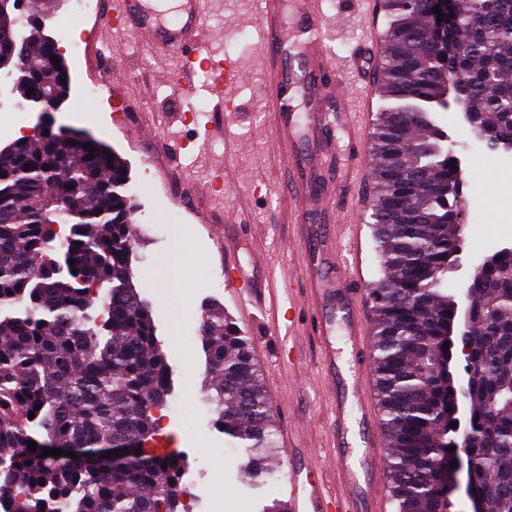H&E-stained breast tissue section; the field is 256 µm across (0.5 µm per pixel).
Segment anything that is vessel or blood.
<instances>
[{"label":"vessel or blood","mask_w":512,"mask_h":512,"mask_svg":"<svg viewBox=\"0 0 512 512\" xmlns=\"http://www.w3.org/2000/svg\"><path fill=\"white\" fill-rule=\"evenodd\" d=\"M97 2V14L86 41L91 60L111 52V32L124 30L144 37L156 50L176 55L179 69L171 87L178 96H192L191 78L199 67L210 71V87L219 98L240 80V70L225 62L207 42L204 0ZM255 4L264 25L266 50L275 61L265 80L266 98L273 123L287 145L289 163H296L295 151L301 148L310 166H317L324 134L334 123L356 132V145H364L373 130V73L381 62L382 0H366L369 28L365 38L350 58L334 67L329 64L322 42L326 16L319 0H255ZM352 77L359 83L362 102L357 110L350 106L347 94ZM96 80L110 100L125 103L126 83L117 72L97 73ZM329 96L334 99L335 109L326 112L322 103ZM146 144L167 153L175 163L185 148L179 137H161L153 127L147 130ZM327 176V188L314 193L306 185L305 174H298L295 189L288 197V211L294 223H308L313 211H330L340 193L349 196L357 210L366 208L370 180L360 157H352L349 167H333ZM363 235V225H346L336 248L320 255L317 264L305 266L307 287L300 303L311 309L314 317L302 330L282 324L274 269L242 273L234 256L225 257V282L239 318L246 324L254 315H262L266 333L282 343L280 368L299 367L307 342L315 341L319 362L332 386L337 374L333 345L336 332H343L353 353L365 351L370 316L364 294ZM326 266L333 268L332 276L323 275ZM350 390L362 412L358 440L349 436L345 400L334 397L329 408L324 456L337 472L336 484L325 482L322 461L296 467L281 489L284 512H388L389 497L378 481L384 441L376 429L370 376L355 375Z\"/></svg>","instance_id":"obj_1"}]
</instances>
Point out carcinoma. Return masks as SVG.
<instances>
[{
    "label": "carcinoma",
    "mask_w": 512,
    "mask_h": 512,
    "mask_svg": "<svg viewBox=\"0 0 512 512\" xmlns=\"http://www.w3.org/2000/svg\"><path fill=\"white\" fill-rule=\"evenodd\" d=\"M386 2L381 93L397 104L379 111L371 138L370 218L383 273L370 288L382 292L373 301L376 395L396 512H451L452 500L440 498L437 485L454 437L444 345L452 342L447 282L460 188L436 114L448 110L453 81L476 113L478 132L512 141V0H462L461 51L450 65L427 27L424 0ZM23 22L36 32L41 15L25 7L0 18V58L23 75L17 96L36 101L51 88L65 100L63 55L38 37L20 54ZM86 143L96 148L90 160ZM109 152L92 135L60 126L17 138L14 151L0 155V512L180 506L177 452L149 449L155 411L171 391L170 369L134 284L125 164L117 155L107 159ZM472 298L470 356L482 372L468 396L475 487L486 512H512V253L484 270ZM200 333L215 424L245 448L243 477H270L267 449L277 426L253 347L219 306L205 309ZM46 448L140 454L132 467L99 469L79 458L43 457Z\"/></svg>",
    "instance_id": "carcinoma-1"
}]
</instances>
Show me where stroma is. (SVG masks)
Segmentation results:
<instances>
[{"label":"stroma","instance_id":"1","mask_svg":"<svg viewBox=\"0 0 512 512\" xmlns=\"http://www.w3.org/2000/svg\"><path fill=\"white\" fill-rule=\"evenodd\" d=\"M207 23L220 35L216 50L243 75L234 98L237 109L224 113L222 129L211 140H196L195 125L171 122L183 110L168 82L174 57L121 32L113 34L112 48L127 82L126 103L108 106L95 97L76 108L74 101L92 84L93 73L87 60L71 59L70 99L54 118L57 125L103 141L128 166L127 192L135 206L134 283L151 308L171 369L163 438L185 452L184 467L194 473L193 484L180 486L181 503L186 512H263L291 467L283 455L274 459L276 473L267 484L255 486L242 477L243 452L215 427L203 393L207 368L201 317L210 304L223 306L228 316L236 314L224 291L228 249L245 268L270 262L281 281L302 287L304 250L322 247L320 229L327 219L320 214L306 226L288 220L294 176L284 158L286 145L266 112L263 79L271 62L253 0H207ZM441 121L466 171L464 254L477 263L512 241V153L488 150L458 112L442 113ZM142 125L173 128L187 141L182 168H169L165 158L149 155L137 143ZM219 167L231 173L223 195L203 193L210 172ZM270 378L286 398L279 427L299 435L302 457L318 458L329 398L314 394L323 381L314 349H307L296 372L276 371Z\"/></svg>","mask_w":512,"mask_h":512}]
</instances>
